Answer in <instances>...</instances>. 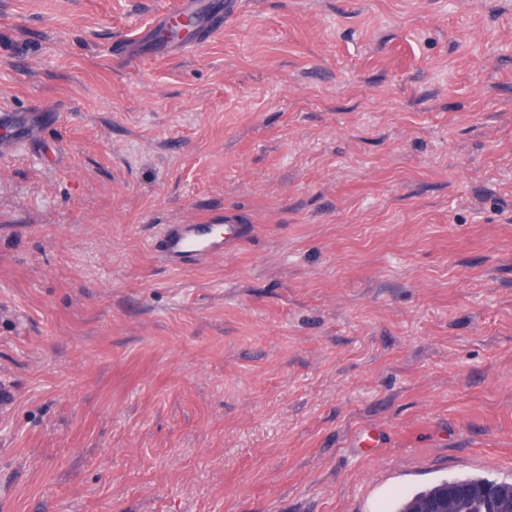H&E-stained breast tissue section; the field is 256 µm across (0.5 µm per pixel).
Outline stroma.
I'll list each match as a JSON object with an SVG mask.
<instances>
[{"label":"stroma","mask_w":512,"mask_h":512,"mask_svg":"<svg viewBox=\"0 0 512 512\" xmlns=\"http://www.w3.org/2000/svg\"><path fill=\"white\" fill-rule=\"evenodd\" d=\"M0 0V512H385L512 480V0ZM232 216L181 269L167 224ZM237 0H177L175 8L157 14L133 41L137 44L118 43L113 54L118 56H138L143 47H147L156 58H165L181 52H191L201 47L207 35L221 28L224 17L238 10ZM189 19L191 25L175 39L159 43L157 35L166 31L174 17ZM41 114L32 112H11L0 110V129L2 141L0 151L4 150V136L7 135V149L13 151L23 140L34 136L38 131L52 126L59 118L58 112L47 106H40ZM29 113V114H28Z\"/></svg>","instance_id":"35a3bbf8"}]
</instances>
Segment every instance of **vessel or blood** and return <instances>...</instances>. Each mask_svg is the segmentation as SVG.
Masks as SVG:
<instances>
[{
    "mask_svg": "<svg viewBox=\"0 0 512 512\" xmlns=\"http://www.w3.org/2000/svg\"><path fill=\"white\" fill-rule=\"evenodd\" d=\"M238 9V0H176L174 9L157 14L139 33L134 45L116 44L113 52L118 56H136L149 49L153 56L164 58L201 47L207 35L221 28L224 19ZM189 19L191 25L175 39L158 42L157 36L166 31L174 17ZM59 118L53 108L43 107L41 114L0 110V133L7 135L8 149L52 126ZM239 243L236 236L222 233L216 224H168L155 242L166 265L178 269L186 263L203 262L224 255Z\"/></svg>",
    "mask_w": 512,
    "mask_h": 512,
    "instance_id": "b4317fda",
    "label": "vessel or blood"
}]
</instances>
